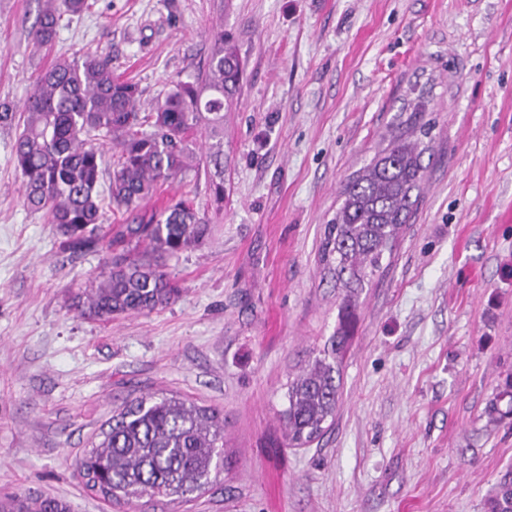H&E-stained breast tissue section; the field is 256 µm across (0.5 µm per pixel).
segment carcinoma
Wrapping results in <instances>:
<instances>
[{"instance_id": "carcinoma-1", "label": "carcinoma", "mask_w": 512, "mask_h": 512, "mask_svg": "<svg viewBox=\"0 0 512 512\" xmlns=\"http://www.w3.org/2000/svg\"><path fill=\"white\" fill-rule=\"evenodd\" d=\"M90 0H46L32 32L39 47L50 45L62 17L80 16ZM244 68L233 38L217 31L206 66L192 81H176L151 111L141 112V91L112 72L96 51L78 60L57 59L41 71L21 112L0 111V125L16 123L12 146L24 205L42 211L74 251H112L113 241L145 245L153 255H175L209 232L210 219L191 202L170 200L158 211L143 208L159 187L184 174L194 159L189 135L205 127L215 143L202 162L217 206L224 203V113L236 101ZM423 93L411 104L410 128L377 152L343 189L332 223L324 225L318 249L323 277L339 298L336 330L324 348L289 377L283 411L285 441L304 447L320 438L336 417L340 368L358 321L359 298L383 261L391 259L418 204L431 150V123ZM112 154L109 183L106 146ZM127 215L116 238L103 230L105 207ZM109 273L74 297L80 314L110 320L152 311L174 301L180 288L158 262L120 254ZM77 458L87 491L112 504L132 506L148 497L189 501L206 492L220 474L224 417L177 396H148L112 415L107 427ZM0 512H68L51 496L0 499ZM487 512H512V470L498 479Z\"/></svg>"}]
</instances>
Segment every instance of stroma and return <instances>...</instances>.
<instances>
[{
    "mask_svg": "<svg viewBox=\"0 0 512 512\" xmlns=\"http://www.w3.org/2000/svg\"><path fill=\"white\" fill-rule=\"evenodd\" d=\"M52 45L28 32L44 0H0V103L41 69L108 56L149 108L202 70L224 29L245 65L224 115V205L205 171L163 186L212 219L160 263L179 298L109 321L79 289L107 255L72 252L21 199L0 127V497L126 512L75 462L131 399L177 394L224 415V472L190 501L138 512H485L512 467V0H91ZM433 152L390 266L360 297L327 433L287 447L289 374L336 329L318 244L349 177L384 148L414 90ZM498 412H490L491 399Z\"/></svg>",
    "mask_w": 512,
    "mask_h": 512,
    "instance_id": "1",
    "label": "stroma"
}]
</instances>
